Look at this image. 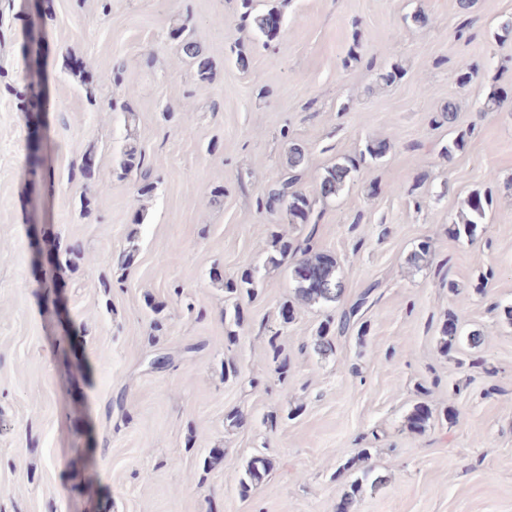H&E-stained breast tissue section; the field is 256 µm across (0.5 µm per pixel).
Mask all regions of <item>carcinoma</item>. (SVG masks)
I'll list each match as a JSON object with an SVG mask.
<instances>
[{"instance_id":"1","label":"carcinoma","mask_w":512,"mask_h":512,"mask_svg":"<svg viewBox=\"0 0 512 512\" xmlns=\"http://www.w3.org/2000/svg\"><path fill=\"white\" fill-rule=\"evenodd\" d=\"M241 7L244 9L243 18L249 20V24L255 31L268 39L280 35L282 13L279 7L272 6L266 10L257 11L253 6V0H241ZM176 36L179 38V52L196 65L197 74L201 80L209 79L212 74V64L209 58L204 56L200 46L192 40L190 35L185 33L183 27L176 29ZM67 68L73 75L81 79L83 85L88 86L93 83L94 76L80 59L68 58ZM15 97L19 109L34 117V120L29 123V129L35 133L38 132L39 125L42 124L40 113L43 98L41 74L37 72L29 76L23 90L15 92ZM306 161L305 148L297 143L291 144L287 156L288 177L278 181L263 196L257 198V209H263L269 213L274 208H283L288 214V223L310 226L306 237L302 240H291L283 232L273 230L266 244L265 263L272 268L280 267L290 255L298 257V260L290 267L291 279L294 282L293 301L285 305L290 320L294 316L295 304L330 305L338 302L343 292V282L338 276V262L331 259L326 252L315 251L311 247V240L318 224V220L313 218V214L316 200L328 201L339 196L350 180L355 165L352 161L347 160L328 168L316 189V197L313 198L297 188L300 172L304 169ZM26 165L32 173L44 167L41 149L35 137L31 139L28 146ZM120 168L126 173L133 170L138 171L141 181L138 192L142 195L152 194L155 189L152 171L145 165L141 151L134 146L127 147L122 154ZM492 203L493 199L488 195L479 192L472 194L465 202V210L459 216L454 233L458 236L464 234L470 238L474 237L478 225L483 223L486 210ZM137 251L136 234L132 232L128 237L127 248L118 256V267L122 270L129 269ZM254 284V272L245 271L237 278L225 280L224 292L236 298L243 294L249 296L254 289ZM377 287L378 284L375 283L362 292L347 309L341 312L337 321L328 320L318 327L313 343V349L317 354L326 356L333 353L334 344L331 336L334 333L343 335L357 325L359 326L358 336H365L366 324H360L358 320L361 311L370 306V297ZM457 340V319L450 313L443 326L440 343L443 350L448 352ZM429 419L428 407L416 405L408 414L407 423L411 429L423 431ZM270 467L271 460L266 457H255L248 462L245 477L240 480L241 493L246 494L252 487L261 483Z\"/></svg>"}]
</instances>
